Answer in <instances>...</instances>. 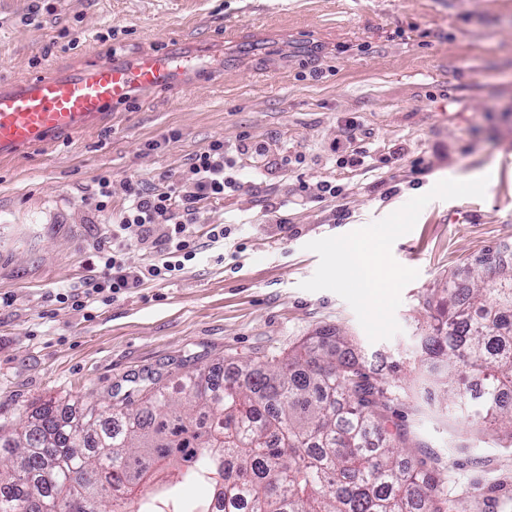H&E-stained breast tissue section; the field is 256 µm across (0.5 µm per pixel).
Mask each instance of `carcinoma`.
<instances>
[{"mask_svg": "<svg viewBox=\"0 0 512 512\" xmlns=\"http://www.w3.org/2000/svg\"><path fill=\"white\" fill-rule=\"evenodd\" d=\"M422 337L447 412L466 404L512 449V262L448 279ZM344 336L323 330L275 363L204 368L152 386L140 406L47 404L0 433V512L64 494L81 512H177L140 485L203 478L196 512H454L435 467L403 450L380 410L400 386L366 372ZM203 458L206 466L193 467Z\"/></svg>", "mask_w": 512, "mask_h": 512, "instance_id": "1", "label": "carcinoma"}]
</instances>
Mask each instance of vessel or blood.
I'll return each mask as SVG.
<instances>
[{
    "mask_svg": "<svg viewBox=\"0 0 512 512\" xmlns=\"http://www.w3.org/2000/svg\"><path fill=\"white\" fill-rule=\"evenodd\" d=\"M192 59L150 54L136 62L105 59L83 69L0 86V158L49 146L70 132H87L134 94L175 86Z\"/></svg>",
    "mask_w": 512,
    "mask_h": 512,
    "instance_id": "vessel-or-blood-1",
    "label": "vessel or blood"
}]
</instances>
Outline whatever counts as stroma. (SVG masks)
Listing matches in <instances>:
<instances>
[{
	"mask_svg": "<svg viewBox=\"0 0 512 512\" xmlns=\"http://www.w3.org/2000/svg\"><path fill=\"white\" fill-rule=\"evenodd\" d=\"M182 50L204 64L185 88L135 95L95 130L0 159V430L50 399L137 401L146 377L169 386L268 361L329 328L401 386L386 415L415 459H437L457 512H512V450L470 408L442 411L416 361L427 300L453 272L512 253V0H0L1 85ZM349 120L359 138L331 152ZM244 136L273 167L204 209L185 273L85 311L60 302L98 278L88 259L127 181H177L212 141ZM493 162L484 197L432 201L395 241L419 275L391 339L370 341L337 294L301 289L319 263L306 243L382 219L438 172ZM102 177L104 211L92 199ZM212 224L228 228L223 243Z\"/></svg>",
	"mask_w": 512,
	"mask_h": 512,
	"instance_id": "obj_1",
	"label": "stroma"
}]
</instances>
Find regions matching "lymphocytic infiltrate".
<instances>
[{
  "mask_svg": "<svg viewBox=\"0 0 512 512\" xmlns=\"http://www.w3.org/2000/svg\"><path fill=\"white\" fill-rule=\"evenodd\" d=\"M256 148V143L246 138L232 149L216 140L195 155L179 183L161 181L147 189L139 182H127L119 215L106 227L109 243L94 254V263L103 275L91 282L77 308L107 302L147 280L182 274L200 253L195 226L204 208L223 201L226 190L238 185L237 179L226 173L231 153L245 154ZM132 241L151 251L149 263L127 264L125 250Z\"/></svg>",
  "mask_w": 512,
  "mask_h": 512,
  "instance_id": "f902f5d3",
  "label": "lymphocytic infiltrate"
}]
</instances>
